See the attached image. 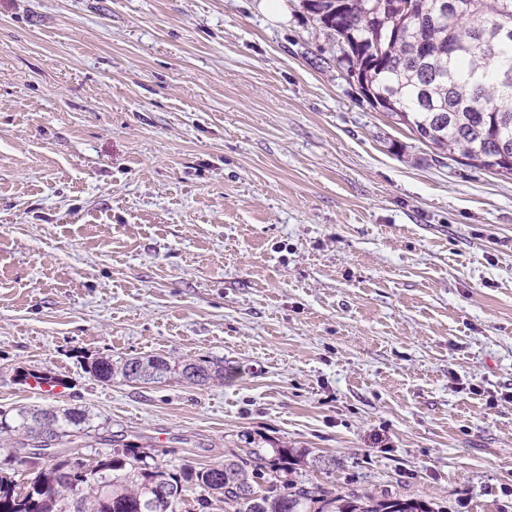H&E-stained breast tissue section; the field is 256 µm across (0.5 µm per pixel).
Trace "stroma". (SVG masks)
I'll use <instances>...</instances> for the list:
<instances>
[{"instance_id":"obj_1","label":"stroma","mask_w":512,"mask_h":512,"mask_svg":"<svg viewBox=\"0 0 512 512\" xmlns=\"http://www.w3.org/2000/svg\"><path fill=\"white\" fill-rule=\"evenodd\" d=\"M148 355L228 377L90 371ZM23 407L88 412L61 447L85 462L306 448L310 485L512 512V179L374 109L301 0H0V410ZM220 368V366H211L210 361L205 359H197L195 362L185 363L182 365L178 375L180 379H183V381L187 383L202 385L224 377V369Z\"/></svg>"}]
</instances>
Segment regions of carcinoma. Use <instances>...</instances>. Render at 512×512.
<instances>
[{
    "mask_svg": "<svg viewBox=\"0 0 512 512\" xmlns=\"http://www.w3.org/2000/svg\"><path fill=\"white\" fill-rule=\"evenodd\" d=\"M372 0H303V8L334 37L347 42L337 62L357 82L366 100L391 99L387 116L406 126L437 157L503 176L512 175V0H425L428 16L421 28L387 6L372 10ZM103 381L165 383L176 373L202 385L224 376V369L199 359L175 372L161 356L99 359L90 366ZM11 424L0 411V433L22 432L23 448H50L40 460L31 454H5L0 467V512H66L63 505L78 492L84 512H181L185 496L195 512H210L213 502L230 512H435L418 498H383L370 492L334 496L318 486L290 478L297 467L316 466L317 458L294 448L259 449L247 458L218 465L169 467L145 447L121 443L92 466L59 456L55 448L71 436L69 427L88 424L82 410L17 411ZM29 466L30 478L18 486L8 470ZM168 488L170 502L151 506V490Z\"/></svg>",
    "mask_w": 512,
    "mask_h": 512,
    "instance_id": "1",
    "label": "carcinoma"
}]
</instances>
